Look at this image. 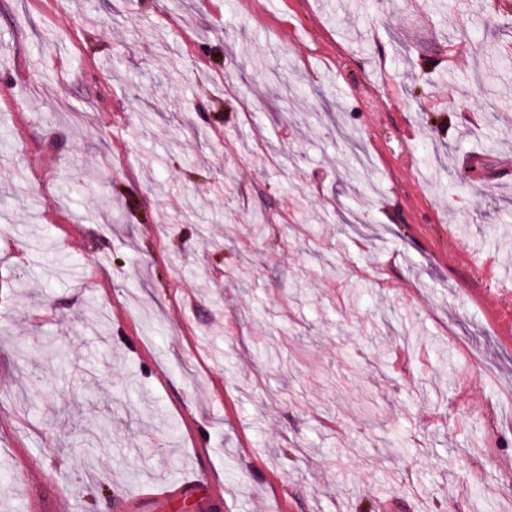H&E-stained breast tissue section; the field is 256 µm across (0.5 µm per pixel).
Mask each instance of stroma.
I'll return each instance as SVG.
<instances>
[{
  "instance_id": "stroma-1",
  "label": "stroma",
  "mask_w": 512,
  "mask_h": 512,
  "mask_svg": "<svg viewBox=\"0 0 512 512\" xmlns=\"http://www.w3.org/2000/svg\"><path fill=\"white\" fill-rule=\"evenodd\" d=\"M452 4L0 0V512H512V0Z\"/></svg>"
}]
</instances>
